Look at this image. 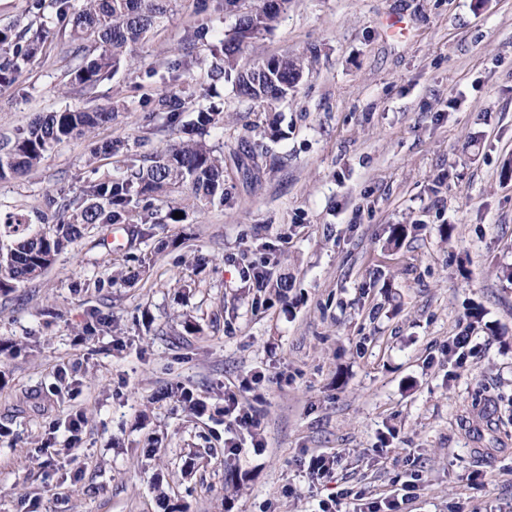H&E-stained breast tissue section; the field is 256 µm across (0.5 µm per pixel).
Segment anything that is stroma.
<instances>
[{"label":"stroma","mask_w":512,"mask_h":512,"mask_svg":"<svg viewBox=\"0 0 512 512\" xmlns=\"http://www.w3.org/2000/svg\"><path fill=\"white\" fill-rule=\"evenodd\" d=\"M235 22L171 0L91 92L61 36L0 89V138L113 111L0 180L2 214L191 138L224 158L223 204L154 194L153 223L96 225L0 292V512H320L395 491L400 512H512V0H288L242 55L310 57L288 98L211 83L199 43L176 81L189 108L154 111L187 29ZM209 107L224 123L199 131ZM260 264L286 295L246 277ZM230 393L263 447L226 428ZM318 454L338 462L314 483Z\"/></svg>","instance_id":"stroma-1"}]
</instances>
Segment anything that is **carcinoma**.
<instances>
[{"label":"carcinoma","mask_w":512,"mask_h":512,"mask_svg":"<svg viewBox=\"0 0 512 512\" xmlns=\"http://www.w3.org/2000/svg\"><path fill=\"white\" fill-rule=\"evenodd\" d=\"M164 0H28L27 22L0 26V86L13 84L22 67L42 51L50 35L47 16L69 30L68 50L80 59L70 83L91 91L121 64L134 66V47L164 14ZM277 12L265 9L239 19L233 38L211 45L207 77L213 82L234 78L239 96L267 103L288 97L305 68L300 57H271L253 66H241L242 45L270 27ZM184 104L176 93L159 96L157 108L171 120ZM112 121V110L81 108L49 112L0 140V180L25 174L38 166L54 145L92 135ZM190 188L193 201L202 205L224 201V160L203 140L190 139L160 155L128 159L126 174L90 184L82 196L50 197L48 211L9 214L3 219L9 245H0V291L42 275L68 246L80 241L95 224H147L153 212L139 206L147 196L171 185Z\"/></svg>","instance_id":"carcinoma-1"}]
</instances>
